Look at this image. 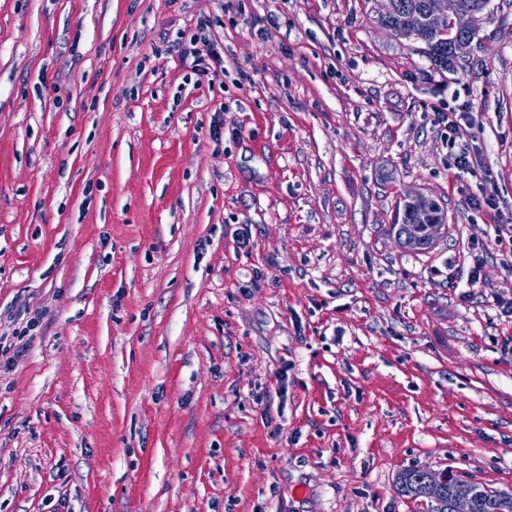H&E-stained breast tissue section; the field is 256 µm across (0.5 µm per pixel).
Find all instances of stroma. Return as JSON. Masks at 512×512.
I'll list each match as a JSON object with an SVG mask.
<instances>
[{
	"mask_svg": "<svg viewBox=\"0 0 512 512\" xmlns=\"http://www.w3.org/2000/svg\"><path fill=\"white\" fill-rule=\"evenodd\" d=\"M385 8L0 0V512H433L415 466L512 493V248L475 204L512 210V0L447 72ZM201 19L227 81L153 53ZM409 191L448 213L419 255ZM471 112H465L462 105L456 107H448L447 112L436 113V122L438 125H444L448 129V143L455 148L457 138L463 135L464 131L473 130V122Z\"/></svg>",
	"mask_w": 512,
	"mask_h": 512,
	"instance_id": "1",
	"label": "stroma"
}]
</instances>
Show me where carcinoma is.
I'll use <instances>...</instances> for the list:
<instances>
[{
  "instance_id": "1",
  "label": "carcinoma",
  "mask_w": 512,
  "mask_h": 512,
  "mask_svg": "<svg viewBox=\"0 0 512 512\" xmlns=\"http://www.w3.org/2000/svg\"><path fill=\"white\" fill-rule=\"evenodd\" d=\"M393 2V11L379 17L380 25L386 29L396 25L399 27L400 36L424 43L425 56L442 72L455 67L459 60L466 57L467 49L471 48L478 37V25L471 29L461 44L453 34L444 35L434 30L426 20L427 0ZM489 2L490 0H448V13L471 9L481 20ZM446 222L447 212L440 203L430 204L422 197L407 196L400 205L395 223L390 225V229L402 248L420 253L433 247L446 229ZM462 485L463 482L458 476L453 473L449 475V491L443 492L436 512H452L455 498ZM470 512H512V494L483 487L472 496Z\"/></svg>"
}]
</instances>
